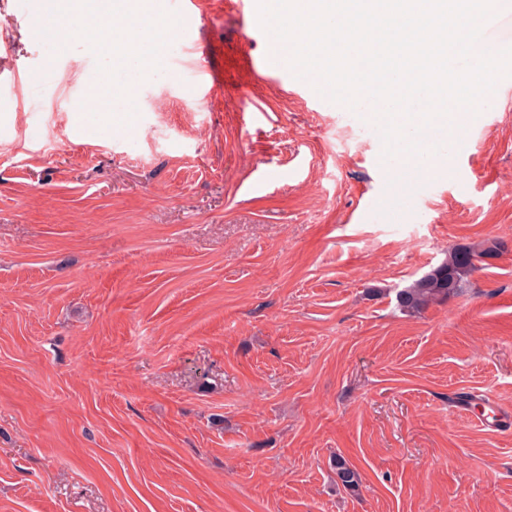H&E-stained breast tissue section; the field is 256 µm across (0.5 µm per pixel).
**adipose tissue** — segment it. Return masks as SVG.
Segmentation results:
<instances>
[{"label":"adipose tissue","instance_id":"1","mask_svg":"<svg viewBox=\"0 0 512 512\" xmlns=\"http://www.w3.org/2000/svg\"><path fill=\"white\" fill-rule=\"evenodd\" d=\"M81 9L90 25L83 31L86 42L99 54L114 59L115 69L97 78L94 111L108 113L115 101L126 98L128 85L153 71L159 59L155 39L141 34L144 20L164 15L165 0H47L45 15Z\"/></svg>","mask_w":512,"mask_h":512}]
</instances>
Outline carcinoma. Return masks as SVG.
<instances>
[{
  "instance_id": "cac0c4a2",
  "label": "carcinoma",
  "mask_w": 512,
  "mask_h": 512,
  "mask_svg": "<svg viewBox=\"0 0 512 512\" xmlns=\"http://www.w3.org/2000/svg\"><path fill=\"white\" fill-rule=\"evenodd\" d=\"M500 244L493 243L484 248L460 246L448 252V258L431 269L411 285L396 291L398 306L409 313H418L429 305L446 300L463 288V282L474 272L488 265V260L499 256ZM336 475L342 486L351 492L359 487L357 473L338 458L335 461Z\"/></svg>"
}]
</instances>
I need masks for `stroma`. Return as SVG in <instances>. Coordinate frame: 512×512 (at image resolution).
<instances>
[{
  "label": "stroma",
  "instance_id": "stroma-1",
  "mask_svg": "<svg viewBox=\"0 0 512 512\" xmlns=\"http://www.w3.org/2000/svg\"><path fill=\"white\" fill-rule=\"evenodd\" d=\"M246 3L168 0L106 121L79 98L107 58L0 0V512H512V97L402 171ZM500 247L499 243H492L484 248L460 246L449 251L446 261L396 291L398 306L415 314L457 294L469 276L488 266V259L499 256Z\"/></svg>",
  "mask_w": 512,
  "mask_h": 512
}]
</instances>
